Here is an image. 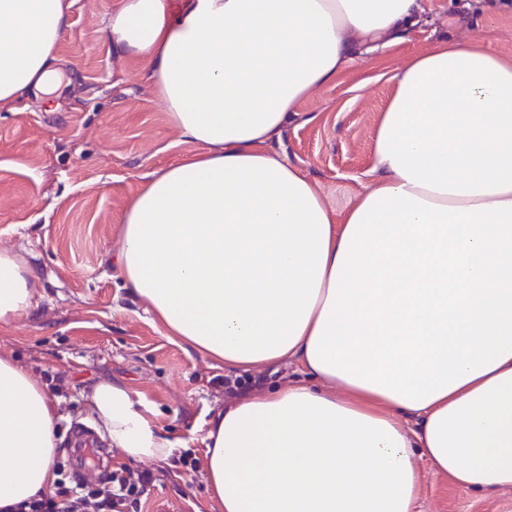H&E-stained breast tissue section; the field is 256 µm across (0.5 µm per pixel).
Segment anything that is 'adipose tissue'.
Returning a JSON list of instances; mask_svg holds the SVG:
<instances>
[{
	"label": "adipose tissue",
	"instance_id": "adipose-tissue-1",
	"mask_svg": "<svg viewBox=\"0 0 512 512\" xmlns=\"http://www.w3.org/2000/svg\"><path fill=\"white\" fill-rule=\"evenodd\" d=\"M420 0H120L115 53L148 62L196 146L123 211L125 288L166 335L228 370L298 363L305 381L208 423L219 512H414L421 464L457 489H512V59L444 42L393 77L370 181L335 214L274 150L297 105ZM66 0H0V105L61 86ZM0 248V323L33 307ZM112 447L173 443L108 379L87 397ZM57 407L0 356V512L55 481Z\"/></svg>",
	"mask_w": 512,
	"mask_h": 512
}]
</instances>
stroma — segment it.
<instances>
[{"mask_svg":"<svg viewBox=\"0 0 512 512\" xmlns=\"http://www.w3.org/2000/svg\"><path fill=\"white\" fill-rule=\"evenodd\" d=\"M70 26L60 66L71 85L52 98L22 96L0 106V246L32 270L34 303L21 321L0 324V354L43 386L60 417L58 462L65 474L99 482L91 458L139 470L92 423L86 397L101 379L126 385L146 404L155 428L178 453L203 458L206 423L234 383L270 389L298 377L296 367L237 375L166 336L145 303L122 286L120 216L147 177L194 152L171 125L146 64L114 54L107 38L118 0H67ZM417 25L392 47L361 54L332 84L298 105L282 135L289 161L344 212L369 180L374 128L392 75L444 40L473 42L512 57V0H422ZM155 481L138 512H215L203 469L149 466ZM417 512H512V490L465 492L446 478L423 477Z\"/></svg>","mask_w":512,"mask_h":512,"instance_id":"35a3bbf8","label":"stroma"}]
</instances>
